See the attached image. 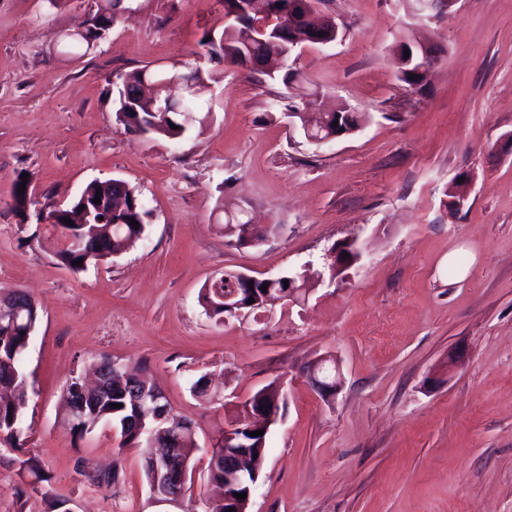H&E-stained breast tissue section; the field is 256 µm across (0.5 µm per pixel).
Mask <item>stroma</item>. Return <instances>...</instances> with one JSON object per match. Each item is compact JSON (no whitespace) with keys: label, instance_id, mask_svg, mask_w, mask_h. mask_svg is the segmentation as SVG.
Here are the masks:
<instances>
[{"label":"stroma","instance_id":"obj_1","mask_svg":"<svg viewBox=\"0 0 512 512\" xmlns=\"http://www.w3.org/2000/svg\"><path fill=\"white\" fill-rule=\"evenodd\" d=\"M93 0H0V295L27 290L41 320L27 356L33 393L23 449L0 444V512H156L139 449L99 427L73 446L63 394L105 354L146 365L199 449L186 512H208L209 441L235 403L273 381L287 408L267 437L250 512H512V0H321L341 31L288 59L302 85L256 82L194 55L222 31L220 0H124L125 14L86 54L62 52ZM428 46V83L398 81L401 36ZM174 62L217 74L213 118L180 142L130 133L119 78ZM318 95L364 117L317 147L273 102ZM26 175L40 202L66 203L94 180L121 179L151 212L145 236L74 272L59 233L11 210ZM468 175L457 211L445 191ZM246 210L266 241L238 248L224 215ZM356 241L362 258L331 281L327 255ZM227 269L258 278L307 271L300 305L215 322L200 290ZM333 356L335 398L308 380ZM208 376L205 395L192 381ZM35 459L47 482L31 487ZM115 472L99 485L85 469Z\"/></svg>","mask_w":512,"mask_h":512}]
</instances>
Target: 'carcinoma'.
Here are the masks:
<instances>
[{"label": "carcinoma", "instance_id": "cac0c4a2", "mask_svg": "<svg viewBox=\"0 0 512 512\" xmlns=\"http://www.w3.org/2000/svg\"><path fill=\"white\" fill-rule=\"evenodd\" d=\"M122 0H104L97 4V8L83 22L84 33L73 38L65 35L63 52L72 54L82 48H91L103 39L115 23ZM278 0H255L252 12L243 17L237 16L224 26L221 33L212 31L203 33L207 41H199L204 55L212 60H218L230 65L246 66L251 62V70L258 72L271 80L276 79L278 72L267 71V63L277 57L288 59V12L284 7L277 5ZM266 28L262 35L258 29ZM419 59L406 65L404 59L397 60V79L410 88H417L420 84V75L416 73ZM414 78H409V74ZM185 83L184 97L173 104L167 112L158 111L159 103L149 97H143L128 107L123 103L124 92L136 91L145 83L160 88V98L166 97L163 90L172 81ZM214 80L212 75L204 76L198 69L183 74L182 68L176 66L163 68L143 67L121 79L115 85L116 112L126 113L127 120L123 124L127 129L143 134H155L170 140L186 138L195 129L208 123L212 108L205 95L209 82ZM190 112L194 119L191 123H184V113ZM178 126L174 130L171 125ZM29 183L26 178H18L13 186V209L17 214L23 215L25 211L38 205L36 200H28L27 194L19 192V185ZM102 195H97V192ZM101 202H94L95 197ZM88 203L97 210L96 217L103 218L101 224H88L69 226L63 222V217L56 216V206L52 203L41 205L39 212L46 218H56L52 226L60 230L63 243L55 256L67 268L73 271H82L90 264L105 262L122 253L128 243L144 236L145 226L150 216L139 193L130 186L120 189L110 187L109 181H92L86 185L82 192L72 201V207H80ZM138 222V228L130 225V220ZM250 220L246 215L240 214L229 219L224 224V236L234 241V245L243 246L247 241ZM84 236L86 243L83 249L74 250L68 243L69 236ZM83 259V265L74 266L72 262ZM359 259V254L347 244L339 249L338 262L341 265L339 273H345ZM267 290H260L261 286ZM227 288H242L244 293L252 297H273L275 299L288 297V288L284 287V280L257 281L251 285L237 279L235 271L226 270L221 276L201 289L199 304L209 317L218 322L224 321V290ZM40 322V313L36 304L26 308L25 317L18 323H10L0 315V383L9 387L11 398L0 399V439L11 443L12 448H20L19 440L25 432V416L30 401V386L28 374L25 369V360L31 344L32 336L29 330L37 328ZM127 371H114L110 378L111 394L89 405L84 419L77 424H70L68 416H63V423L71 436V442L77 446L87 435L91 434L99 425L108 424L120 437L119 450L126 448H140L143 454L151 453L148 434L140 431L138 421L140 413L132 404L130 396L125 394L129 379Z\"/></svg>", "mask_w": 512, "mask_h": 512}]
</instances>
